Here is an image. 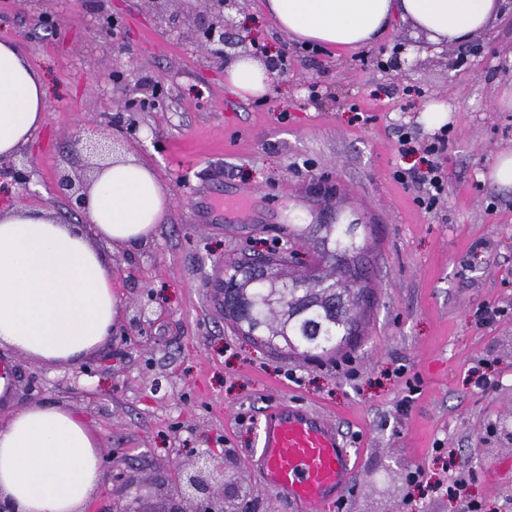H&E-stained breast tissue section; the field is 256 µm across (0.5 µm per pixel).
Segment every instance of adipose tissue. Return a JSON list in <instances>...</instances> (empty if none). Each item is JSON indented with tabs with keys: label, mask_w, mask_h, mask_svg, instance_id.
I'll return each mask as SVG.
<instances>
[{
	"label": "adipose tissue",
	"mask_w": 512,
	"mask_h": 512,
	"mask_svg": "<svg viewBox=\"0 0 512 512\" xmlns=\"http://www.w3.org/2000/svg\"><path fill=\"white\" fill-rule=\"evenodd\" d=\"M505 0H264L296 41L339 49L374 43L394 18L436 45L489 32ZM224 80L245 97L267 95V66L225 63ZM41 74L0 41V159L28 143L43 120ZM170 208L166 187L134 155L115 159L86 196L85 220L67 224L40 207H0V347L46 364L70 365L109 339L120 305L103 243L148 244ZM100 441L74 410L31 404L0 424V496L16 512H83L100 485Z\"/></svg>",
	"instance_id": "ef3b65f1"
}]
</instances>
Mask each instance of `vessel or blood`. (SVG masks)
I'll use <instances>...</instances> for the list:
<instances>
[{
	"label": "vessel or blood",
	"instance_id": "vessel-or-blood-1",
	"mask_svg": "<svg viewBox=\"0 0 512 512\" xmlns=\"http://www.w3.org/2000/svg\"><path fill=\"white\" fill-rule=\"evenodd\" d=\"M262 474L296 512H322L351 485L352 453L327 421L294 407L271 411L262 429Z\"/></svg>",
	"mask_w": 512,
	"mask_h": 512
}]
</instances>
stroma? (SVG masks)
<instances>
[{"mask_svg":"<svg viewBox=\"0 0 512 512\" xmlns=\"http://www.w3.org/2000/svg\"><path fill=\"white\" fill-rule=\"evenodd\" d=\"M107 15L111 38L97 26ZM231 15L234 35L257 44L274 73L268 97L232 93L223 68L151 0H0V41L47 91L25 174L0 164V205L74 221L58 178L86 163L75 141L151 85L156 102L126 150L171 195L151 242L112 252L122 319L87 359L92 375L1 351L13 407L63 404L92 423L119 475L93 492L96 512L123 507L129 478L152 489L148 512H178L177 488L202 452L223 462L234 512H295L257 467L278 406L326 416L350 443L352 484L325 512H462L446 492L458 472L488 512H512V192L487 177L491 157L512 150V106L500 101L512 88V8L464 44L436 47L397 19L373 44L315 53L297 49L261 0ZM433 102L449 105L452 136L446 195L425 211L416 185L393 173L420 165L399 153L398 129L418 146L438 136L422 116ZM341 211L370 253L363 336L319 360L256 347L212 302L225 262L287 252L292 225L332 224ZM483 305L498 310L484 324ZM416 468L424 479L414 484Z\"/></svg>","mask_w":512,"mask_h":512,"instance_id":"1","label":"stroma"}]
</instances>
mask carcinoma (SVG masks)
<instances>
[{"mask_svg":"<svg viewBox=\"0 0 512 512\" xmlns=\"http://www.w3.org/2000/svg\"><path fill=\"white\" fill-rule=\"evenodd\" d=\"M355 224H295L288 250H313L312 263L297 265L291 256L273 254L269 275L284 276L290 290L287 309L267 300V288L253 273L250 259L224 265V316L254 343L304 357L335 354L362 335L371 308L367 257Z\"/></svg>","mask_w":512,"mask_h":512,"instance_id":"1","label":"carcinoma"}]
</instances>
